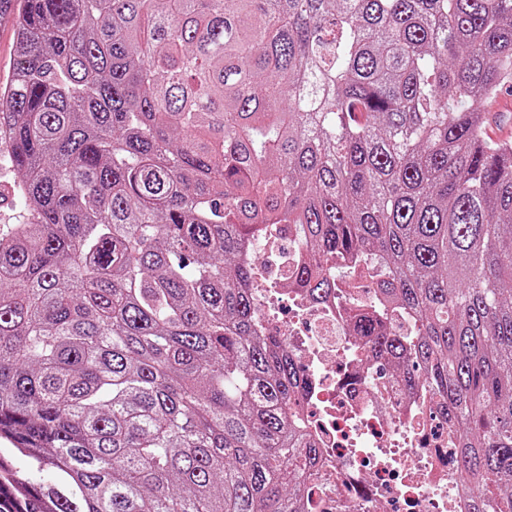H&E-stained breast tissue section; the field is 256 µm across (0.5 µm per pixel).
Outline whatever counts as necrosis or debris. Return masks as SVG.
<instances>
[{
  "mask_svg": "<svg viewBox=\"0 0 512 512\" xmlns=\"http://www.w3.org/2000/svg\"><path fill=\"white\" fill-rule=\"evenodd\" d=\"M297 253L287 225L253 245L259 317L282 336L312 386L302 415L322 450L310 512H468L446 424L429 419L422 394L379 372L346 313L375 305V288L352 277L315 301L288 287Z\"/></svg>",
  "mask_w": 512,
  "mask_h": 512,
  "instance_id": "4bbe7bcc",
  "label": "necrosis or debris"
}]
</instances>
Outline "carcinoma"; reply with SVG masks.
<instances>
[{"label": "carcinoma", "instance_id": "carcinoma-1", "mask_svg": "<svg viewBox=\"0 0 512 512\" xmlns=\"http://www.w3.org/2000/svg\"><path fill=\"white\" fill-rule=\"evenodd\" d=\"M0 162L9 512H305L308 387L252 243L341 273L372 359L448 421L469 512H512V0H13ZM399 311L410 329L398 336ZM27 460L24 470L11 457ZM54 479L45 481L46 471ZM16 179L14 172L6 167L0 168V228L13 224H24L20 206L12 199L11 186Z\"/></svg>", "mask_w": 512, "mask_h": 512}]
</instances>
